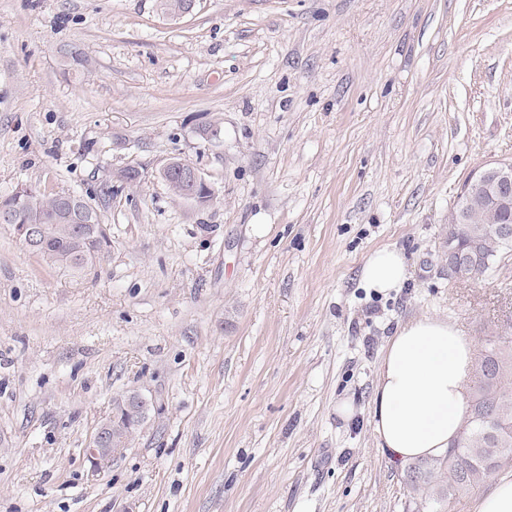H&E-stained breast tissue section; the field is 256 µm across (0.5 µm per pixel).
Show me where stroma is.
I'll use <instances>...</instances> for the list:
<instances>
[{"label":"stroma","mask_w":512,"mask_h":512,"mask_svg":"<svg viewBox=\"0 0 512 512\" xmlns=\"http://www.w3.org/2000/svg\"><path fill=\"white\" fill-rule=\"evenodd\" d=\"M173 158L211 201L170 192ZM496 161L512 0H0V197H87L112 239L79 275L0 224V512H475L512 466L413 493L371 410L400 323L512 335V255L448 279V214ZM133 389L149 417L94 468ZM160 175L166 185H169L174 177L179 176L184 184L182 199L193 200L197 196V190L201 185L207 187L211 192V196L213 195L212 189L208 186L199 170L181 159L169 160L161 169ZM362 278L368 288L386 294L402 288L407 280L404 255L397 249H380L367 259ZM117 440V426L113 425V434H110L108 426L97 429L89 445V455L94 467H98L102 461L112 457V453L118 448H112V443Z\"/></svg>","instance_id":"35a3bbf8"}]
</instances>
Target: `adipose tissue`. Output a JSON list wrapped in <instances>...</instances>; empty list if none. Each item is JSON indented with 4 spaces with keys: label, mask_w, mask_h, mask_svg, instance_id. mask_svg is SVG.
Returning <instances> with one entry per match:
<instances>
[{
    "label": "adipose tissue",
    "mask_w": 512,
    "mask_h": 512,
    "mask_svg": "<svg viewBox=\"0 0 512 512\" xmlns=\"http://www.w3.org/2000/svg\"><path fill=\"white\" fill-rule=\"evenodd\" d=\"M362 278L383 294L401 288L403 253L373 252ZM474 352L473 341L446 320L421 316L398 326L384 348L373 396L372 431L380 448L403 464L447 451L469 414Z\"/></svg>",
    "instance_id": "obj_1"
}]
</instances>
